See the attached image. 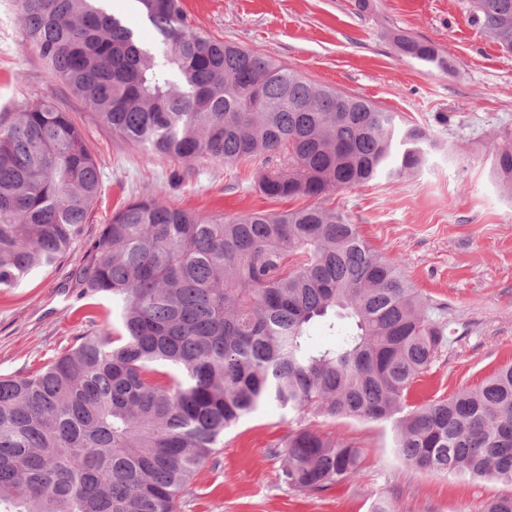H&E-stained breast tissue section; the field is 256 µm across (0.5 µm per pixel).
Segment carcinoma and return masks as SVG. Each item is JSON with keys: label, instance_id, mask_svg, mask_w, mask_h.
Listing matches in <instances>:
<instances>
[{"label": "carcinoma", "instance_id": "1", "mask_svg": "<svg viewBox=\"0 0 512 512\" xmlns=\"http://www.w3.org/2000/svg\"><path fill=\"white\" fill-rule=\"evenodd\" d=\"M142 44L105 0H20L27 46L121 138L185 161L261 159L286 211L200 217L154 197L103 225L81 269L122 333L83 336L27 376L0 377V512H177L224 432L267 402L395 424L411 473L512 485V365L404 410L445 342L398 264L320 200L425 163L427 134L364 98L207 35L182 0H133ZM512 52V0H469ZM407 57L448 65L397 38ZM493 170L512 196V145ZM100 174L70 113L47 100L0 122V288L54 266L83 234ZM327 321L336 345L316 346ZM282 479L321 492L359 474L348 441L299 430Z\"/></svg>", "mask_w": 512, "mask_h": 512}]
</instances>
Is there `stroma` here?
Segmentation results:
<instances>
[{"label":"stroma","instance_id":"35a3bbf8","mask_svg":"<svg viewBox=\"0 0 512 512\" xmlns=\"http://www.w3.org/2000/svg\"><path fill=\"white\" fill-rule=\"evenodd\" d=\"M200 31L258 50L308 79L364 97L420 126L433 144L417 172L339 189L368 245L397 261L445 328L447 343L407 394L414 407L475 388L512 363V200L492 173L512 142V53L473 19L468 0H183ZM18 0H0V117L46 99L70 112L97 160L101 189L83 236L53 267L0 288V376L30 374L78 338L121 328L106 297L75 279L102 225L128 201L154 197L200 216L291 208L258 189L256 160L191 163L150 154L105 130L95 112L22 37ZM430 42L436 68L404 56L395 36ZM309 428L361 448L356 478L321 493L288 487L275 450ZM389 422L299 415L267 404L224 434L179 512H483L512 486L436 473L408 475Z\"/></svg>","mask_w":512,"mask_h":512}]
</instances>
